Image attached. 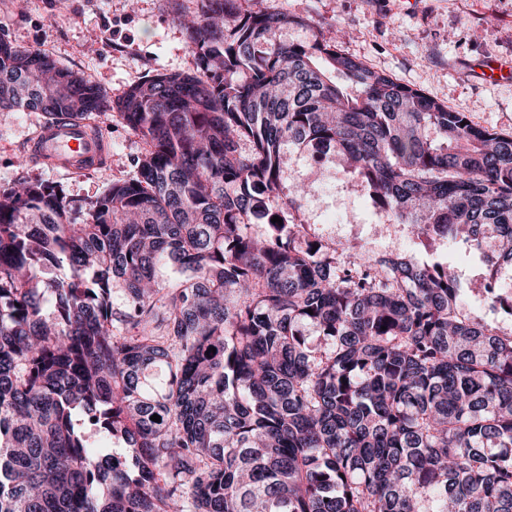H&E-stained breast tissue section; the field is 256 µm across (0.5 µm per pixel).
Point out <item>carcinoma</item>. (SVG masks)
Returning <instances> with one entry per match:
<instances>
[{"label":"carcinoma","instance_id":"carcinoma-1","mask_svg":"<svg viewBox=\"0 0 512 512\" xmlns=\"http://www.w3.org/2000/svg\"><path fill=\"white\" fill-rule=\"evenodd\" d=\"M236 2L177 15L196 70L115 102L0 37V112H113L148 145L85 207L0 186V512H512V330L447 262L310 236L285 164L330 151L388 221L484 254L512 319V132Z\"/></svg>","mask_w":512,"mask_h":512}]
</instances>
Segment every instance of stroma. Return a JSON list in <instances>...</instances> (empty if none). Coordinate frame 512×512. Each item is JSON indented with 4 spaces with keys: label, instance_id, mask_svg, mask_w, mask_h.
Listing matches in <instances>:
<instances>
[{
    "label": "stroma",
    "instance_id": "stroma-1",
    "mask_svg": "<svg viewBox=\"0 0 512 512\" xmlns=\"http://www.w3.org/2000/svg\"><path fill=\"white\" fill-rule=\"evenodd\" d=\"M247 11H283L295 24L279 35L309 43L317 23L337 25L344 53L431 96L481 126L512 131V78L491 81L484 66L512 61V0H239ZM199 0H0V35L15 46L53 56L61 66L118 99L159 71L189 72L195 58L176 11L195 13ZM46 117L0 112V185L25 178L60 186L67 197L99 196L132 177L147 149L140 135L114 117L98 118L106 161L73 174L30 158V139ZM292 180L311 192L300 203L311 233L351 254L386 251L421 264L450 262L462 288L490 268L465 242L421 245L411 225L390 224L361 182L339 162L319 164L311 151L292 154Z\"/></svg>",
    "mask_w": 512,
    "mask_h": 512
}]
</instances>
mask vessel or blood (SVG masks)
I'll return each instance as SVG.
<instances>
[{"label": "vessel or blood", "instance_id": "obj_1", "mask_svg": "<svg viewBox=\"0 0 512 512\" xmlns=\"http://www.w3.org/2000/svg\"><path fill=\"white\" fill-rule=\"evenodd\" d=\"M35 151L57 159L71 171H80L88 166L96 148L87 137L82 122L73 121L43 130L36 142Z\"/></svg>", "mask_w": 512, "mask_h": 512}]
</instances>
